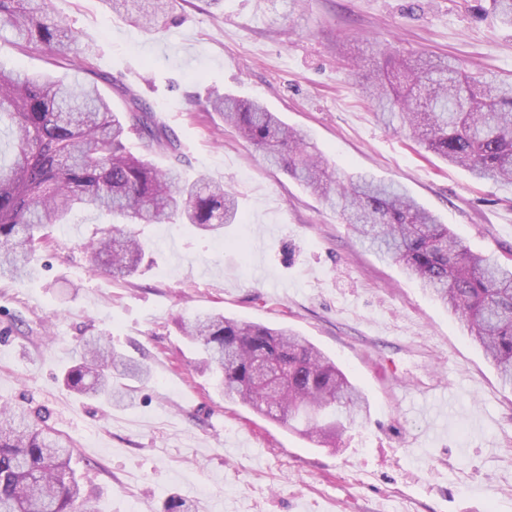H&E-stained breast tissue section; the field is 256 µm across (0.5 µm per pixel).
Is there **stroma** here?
Here are the masks:
<instances>
[{"label": "stroma", "instance_id": "1", "mask_svg": "<svg viewBox=\"0 0 512 512\" xmlns=\"http://www.w3.org/2000/svg\"><path fill=\"white\" fill-rule=\"evenodd\" d=\"M486 0H178L148 31L102 0H49L97 45L182 145V176L224 182L238 221L223 237L138 224L147 244L123 281L85 245L105 217L49 231L37 271L0 276V405L45 418L75 446L98 512H512V387L448 310L357 240L336 212L206 111L212 93L262 101L314 137L337 176L401 184L477 253L512 262V186L479 182L376 120L364 77L391 48L512 74V28ZM0 67L62 77L0 38ZM213 310L285 325L362 389L370 411L339 448L320 447L224 398L176 321ZM149 371L130 402L80 396L63 374L87 336Z\"/></svg>", "mask_w": 512, "mask_h": 512}]
</instances>
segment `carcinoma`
Returning a JSON list of instances; mask_svg holds the SVG:
<instances>
[{
    "label": "carcinoma",
    "mask_w": 512,
    "mask_h": 512,
    "mask_svg": "<svg viewBox=\"0 0 512 512\" xmlns=\"http://www.w3.org/2000/svg\"><path fill=\"white\" fill-rule=\"evenodd\" d=\"M113 13L146 29L172 19L176 0H102ZM512 26V0H490ZM18 47L77 62L67 78L0 68V275L23 281L35 274V254L52 226L76 210L114 222L87 246L91 261L115 279L138 269L144 244L124 227L180 222L219 235L238 220L235 192L176 172L181 144L127 86L106 78L126 103L117 112L91 78L96 50L66 36L45 0H0V33ZM365 96L386 125L407 128L426 149L466 168L478 180L512 186V79L487 77L445 59L399 53L366 78ZM240 137L267 160L319 195L379 254L401 265L467 327L501 380L512 385V267L473 252L405 190L364 175L344 182L328 172L307 132L285 126L258 101L231 94L209 99ZM138 137L145 153L125 142ZM171 159L161 170L149 154ZM201 368L216 374L224 396L331 446L344 423L367 416L365 394L318 348L288 328L242 322L219 312L182 324ZM262 359L281 374L270 388L252 369ZM146 375L103 337L85 342L64 375L78 394L109 402L131 399L119 380ZM73 450L46 423L12 407L0 410V512H97L72 467Z\"/></svg>",
    "instance_id": "obj_1"
}]
</instances>
